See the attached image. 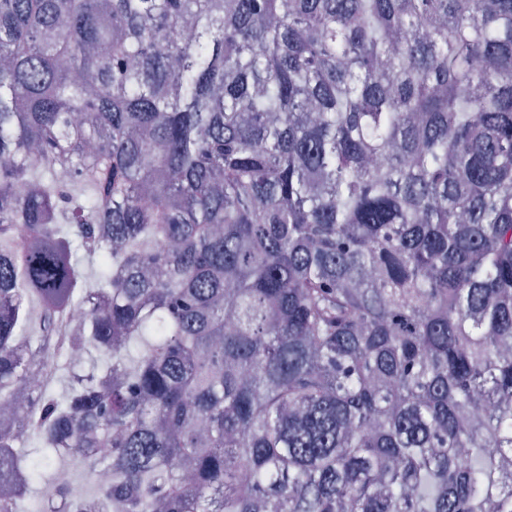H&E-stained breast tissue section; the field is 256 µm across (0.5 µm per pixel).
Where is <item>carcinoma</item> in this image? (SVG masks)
<instances>
[{
    "label": "carcinoma",
    "instance_id": "1",
    "mask_svg": "<svg viewBox=\"0 0 512 512\" xmlns=\"http://www.w3.org/2000/svg\"><path fill=\"white\" fill-rule=\"evenodd\" d=\"M70 345L0 512H512V0H0V403Z\"/></svg>",
    "mask_w": 512,
    "mask_h": 512
}]
</instances>
